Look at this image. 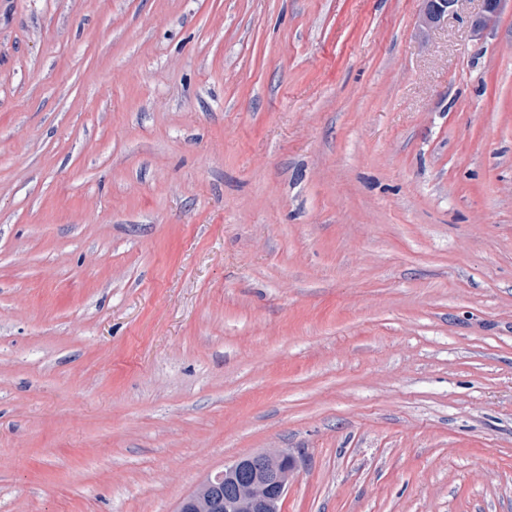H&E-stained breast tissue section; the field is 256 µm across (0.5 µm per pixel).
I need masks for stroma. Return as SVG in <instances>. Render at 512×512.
Instances as JSON below:
<instances>
[{
  "label": "stroma",
  "instance_id": "35a3bbf8",
  "mask_svg": "<svg viewBox=\"0 0 512 512\" xmlns=\"http://www.w3.org/2000/svg\"><path fill=\"white\" fill-rule=\"evenodd\" d=\"M0 0V512H512V0ZM296 471V459L285 448L238 457L202 481L178 512H281ZM225 484L235 485L232 496L234 487Z\"/></svg>",
  "mask_w": 512,
  "mask_h": 512
}]
</instances>
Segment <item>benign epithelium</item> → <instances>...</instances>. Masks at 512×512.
<instances>
[{"mask_svg":"<svg viewBox=\"0 0 512 512\" xmlns=\"http://www.w3.org/2000/svg\"><path fill=\"white\" fill-rule=\"evenodd\" d=\"M458 2L428 0L425 23L433 25L447 18ZM296 471V459L285 448H267L238 457L202 481L178 512H281ZM226 484L235 485L230 497L224 496Z\"/></svg>","mask_w":512,"mask_h":512,"instance_id":"7a95c632","label":"benign epithelium"}]
</instances>
